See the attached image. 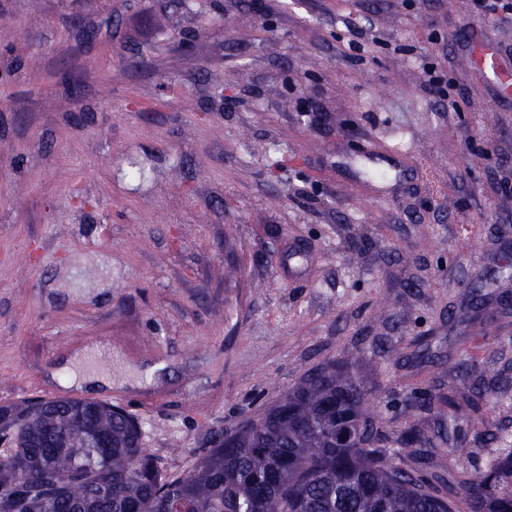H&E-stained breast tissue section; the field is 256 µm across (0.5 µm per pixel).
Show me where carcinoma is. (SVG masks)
<instances>
[{"label":"carcinoma","mask_w":512,"mask_h":512,"mask_svg":"<svg viewBox=\"0 0 512 512\" xmlns=\"http://www.w3.org/2000/svg\"><path fill=\"white\" fill-rule=\"evenodd\" d=\"M358 358L306 372L257 424L211 431L188 470L169 475L123 408L76 398L0 406V512H512V448L479 475L436 462L445 427L409 423L390 441ZM430 407L480 419L458 387ZM400 448L395 449L392 443Z\"/></svg>","instance_id":"1"}]
</instances>
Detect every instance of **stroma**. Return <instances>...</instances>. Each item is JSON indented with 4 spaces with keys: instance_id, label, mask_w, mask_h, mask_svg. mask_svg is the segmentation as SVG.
Wrapping results in <instances>:
<instances>
[{
    "instance_id": "obj_1",
    "label": "stroma",
    "mask_w": 512,
    "mask_h": 512,
    "mask_svg": "<svg viewBox=\"0 0 512 512\" xmlns=\"http://www.w3.org/2000/svg\"><path fill=\"white\" fill-rule=\"evenodd\" d=\"M470 30L512 42L458 0H0V404L120 406L182 471L353 351L390 438L432 428L512 292V96ZM506 320L478 355L512 381ZM94 348L111 387L66 385ZM483 410L472 473L512 448V392Z\"/></svg>"
}]
</instances>
